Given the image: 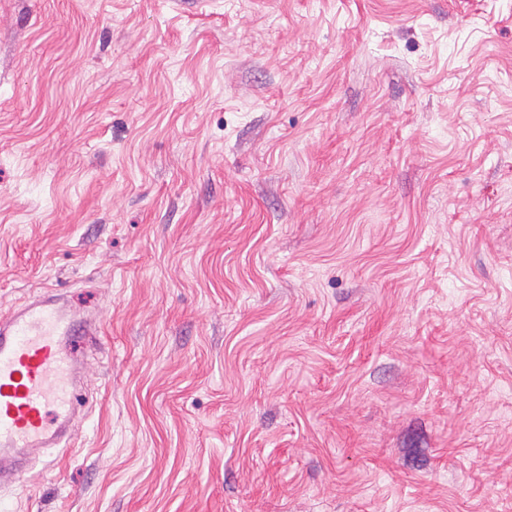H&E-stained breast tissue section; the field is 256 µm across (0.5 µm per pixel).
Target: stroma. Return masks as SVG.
Here are the masks:
<instances>
[{
  "mask_svg": "<svg viewBox=\"0 0 512 512\" xmlns=\"http://www.w3.org/2000/svg\"><path fill=\"white\" fill-rule=\"evenodd\" d=\"M94 313L0 512H512V0H0V316Z\"/></svg>",
  "mask_w": 512,
  "mask_h": 512,
  "instance_id": "obj_1",
  "label": "stroma"
}]
</instances>
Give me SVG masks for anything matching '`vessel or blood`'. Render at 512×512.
I'll list each match as a JSON object with an SVG mask.
<instances>
[{"label": "vessel or blood", "mask_w": 512, "mask_h": 512, "mask_svg": "<svg viewBox=\"0 0 512 512\" xmlns=\"http://www.w3.org/2000/svg\"><path fill=\"white\" fill-rule=\"evenodd\" d=\"M101 328L44 291L0 317V474H27L29 457L69 441L87 346Z\"/></svg>", "instance_id": "vessel-or-blood-1"}]
</instances>
